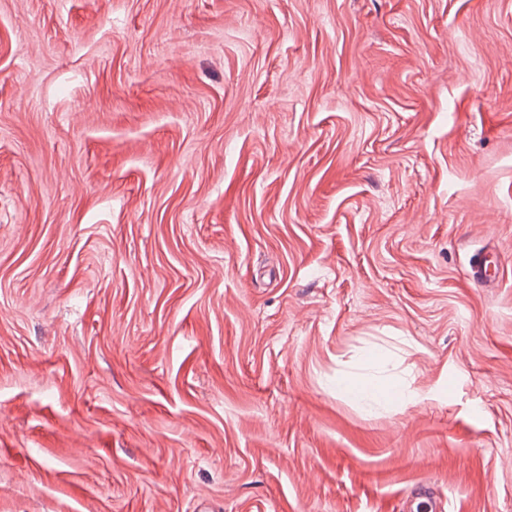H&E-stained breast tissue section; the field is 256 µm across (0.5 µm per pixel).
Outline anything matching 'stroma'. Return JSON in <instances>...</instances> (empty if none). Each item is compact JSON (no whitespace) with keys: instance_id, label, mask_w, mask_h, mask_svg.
Wrapping results in <instances>:
<instances>
[{"instance_id":"1","label":"stroma","mask_w":512,"mask_h":512,"mask_svg":"<svg viewBox=\"0 0 512 512\" xmlns=\"http://www.w3.org/2000/svg\"><path fill=\"white\" fill-rule=\"evenodd\" d=\"M423 486L512 512V0H0V512ZM336 391L372 411L408 398L401 381L393 376L354 375L336 381Z\"/></svg>"}]
</instances>
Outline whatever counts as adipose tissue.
Here are the masks:
<instances>
[{
  "mask_svg": "<svg viewBox=\"0 0 512 512\" xmlns=\"http://www.w3.org/2000/svg\"><path fill=\"white\" fill-rule=\"evenodd\" d=\"M368 365L375 367L372 375H354L336 382V389L368 410H377L404 401L407 393L401 381L392 376L381 375L380 370L387 364L386 356L378 351L366 356Z\"/></svg>",
  "mask_w": 512,
  "mask_h": 512,
  "instance_id": "adipose-tissue-1",
  "label": "adipose tissue"
}]
</instances>
